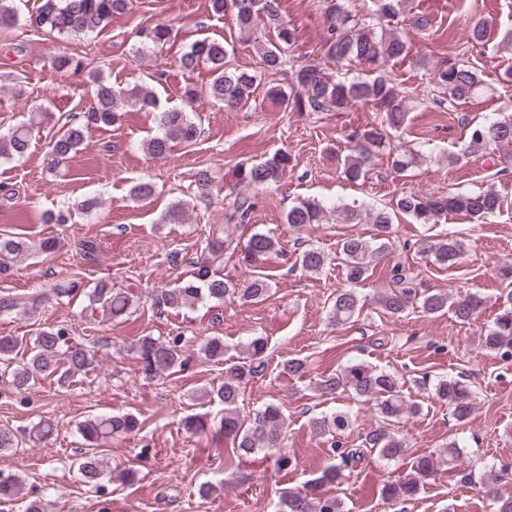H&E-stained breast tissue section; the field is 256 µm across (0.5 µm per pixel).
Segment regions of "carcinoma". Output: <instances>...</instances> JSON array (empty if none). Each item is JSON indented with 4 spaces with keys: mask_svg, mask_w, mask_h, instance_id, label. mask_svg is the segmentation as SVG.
Wrapping results in <instances>:
<instances>
[{
    "mask_svg": "<svg viewBox=\"0 0 512 512\" xmlns=\"http://www.w3.org/2000/svg\"><path fill=\"white\" fill-rule=\"evenodd\" d=\"M16 0H0V28L18 24ZM328 23V36L323 44L326 63L336 65V74L326 72L325 63L311 61L291 70L288 89L272 85L267 89L275 104L283 110H297L321 115L327 112H344L360 104L381 114L380 121L372 123L349 135L350 153L342 162L345 178L352 182L368 180L374 157L387 155L388 166L401 173L418 163V154L392 144V139L406 126L409 115V90L395 82L387 67L404 60L411 51L409 34L423 32L432 27L430 17L414 12L409 0H365L363 16L350 13L342 0H323ZM211 13H231L239 38L252 45L258 69H241L233 62L234 51L226 43L204 37L193 42L180 56V68L192 72L204 64L212 76L208 85L209 97L224 104L226 110H240L251 105L252 97L264 78H273L284 71L288 50L296 43V31L281 16L280 0H209ZM133 8V0H41L34 17L36 26L59 38L81 37L105 28L112 16L124 14ZM272 25L275 40L259 36L262 21ZM173 28L166 23H156L140 31L143 44L161 48L172 37ZM89 63L67 53L52 61V67L64 74L68 71L88 69ZM358 69L352 77L341 76V70ZM88 80L93 86L97 104L83 112L80 123L60 131L51 141L54 163L76 154L83 141V129L108 127L121 120L119 104L134 100L158 112V133L146 141V150L155 157L168 155L176 144L190 145L202 135L201 124L190 115L197 99V92H184L187 107L160 108L152 88L135 85L131 88L114 86L105 82L100 74L89 69ZM478 72L464 64L448 63L434 70L423 86V97L439 104L460 105L481 90ZM40 112L27 122H21L0 133V157L20 159L30 148L32 130L36 121L42 120ZM466 138L461 152L448 155V163L460 161L463 156L483 155L500 145L512 143V113L501 112L475 118L466 124ZM290 158L276 151L258 163L241 164L236 168L237 185L242 190L227 197L224 206V224L216 226L209 234L203 256L191 261L194 273L191 279L180 283L162 294V304L170 309L193 306L202 300L222 302L237 299L244 304L264 301L271 291L270 275L260 269L268 256L280 251L279 239L271 232L256 231L246 241H241L238 231L249 220L254 208L252 188H261L281 181L288 172ZM213 177L207 169L196 173L199 197L210 196ZM504 198L489 185L471 192L416 193L401 191L391 206L357 210L341 206H326L315 197L298 199L287 211L285 222L296 233L313 224L328 223V214L336 217L338 224H370L371 238L350 235L340 239L336 260L344 270L348 287L339 288L333 296L330 310L331 322L338 326L354 323L360 317L364 301L357 286L366 281L369 271L387 254L393 233L394 218L402 215L418 224H438L450 214H462L481 219L501 211ZM189 204L178 201L163 214L166 223H178L185 216ZM32 248L25 239L0 233V278L9 276L14 260ZM419 253L429 262L448 268L456 264L460 243L451 236L428 237L422 241ZM237 257L243 265L254 269L253 278L245 284L224 278L221 266L224 257ZM324 250L305 247L297 257L298 265L309 273H320L332 260ZM392 285L376 298L380 313L389 317H402L411 309L437 315L454 309L455 317L463 323L477 316L483 306L481 297L468 294L451 298L443 291L420 292L413 287V277L403 267L391 269ZM90 306H100L117 318L129 312L133 295L123 289H114L100 282L87 293ZM24 338L9 334L0 335V367L10 375V385L19 393L26 391L41 379L52 378L61 387L72 383L77 376H88L96 370L94 354L84 345L71 342L67 328L45 326L39 328L23 345ZM27 356L18 360L22 347ZM481 346L504 358H512V294L506 295L503 310L482 337ZM127 351L138 360L143 379L152 380L163 371L185 366L181 337L161 340L141 336L127 345ZM206 357L224 358V341L219 337L208 339L203 345ZM267 342L254 337L247 344L243 360L230 365L224 373V383L208 392L209 397L224 405L220 430L231 454L238 458L254 455L262 450L271 452L274 466L285 471L293 467V459L285 451L286 426L281 408L267 404L247 416L239 412V399L249 382L263 374L266 368ZM403 384L393 373L365 362L351 363L319 380L317 390L324 396L350 394L357 400L375 402L381 425L364 434L361 442H343L349 430L351 415L335 412L311 420L319 436L331 440L330 451L336 463L328 465L304 490L284 488L279 492L278 512H343L342 501L322 491L342 483L345 471L361 462L366 454H378L387 460L399 458L407 452L405 441L393 431L402 417L417 414L421 405L408 402L403 396ZM436 399L448 407L452 417L463 422L473 410L472 390L454 378H441L433 388ZM139 430V421L131 413L101 415L79 425L83 439L91 448L80 454L75 463L77 472L86 486L100 491L104 469L94 448L115 435L131 434ZM438 461L431 455L414 458L411 472L402 479L387 483L382 489L386 501H403L415 497L423 480L437 473ZM17 498V480L0 478V503Z\"/></svg>",
    "mask_w": 512,
    "mask_h": 512,
    "instance_id": "1",
    "label": "carcinoma"
}]
</instances>
